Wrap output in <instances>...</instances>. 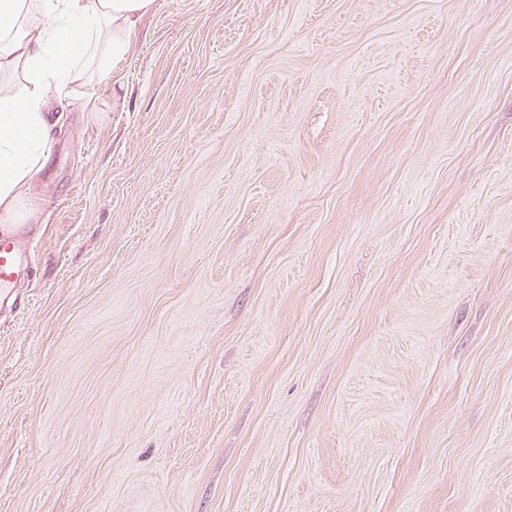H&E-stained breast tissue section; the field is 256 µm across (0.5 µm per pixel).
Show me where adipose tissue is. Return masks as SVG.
<instances>
[{"mask_svg": "<svg viewBox=\"0 0 512 512\" xmlns=\"http://www.w3.org/2000/svg\"><path fill=\"white\" fill-rule=\"evenodd\" d=\"M154 0H0V225L33 224V196L68 106L93 103Z\"/></svg>", "mask_w": 512, "mask_h": 512, "instance_id": "1", "label": "adipose tissue"}]
</instances>
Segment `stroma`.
<instances>
[{"instance_id":"1","label":"stroma","mask_w":512,"mask_h":512,"mask_svg":"<svg viewBox=\"0 0 512 512\" xmlns=\"http://www.w3.org/2000/svg\"><path fill=\"white\" fill-rule=\"evenodd\" d=\"M0 312V512H512V0H156Z\"/></svg>"}]
</instances>
